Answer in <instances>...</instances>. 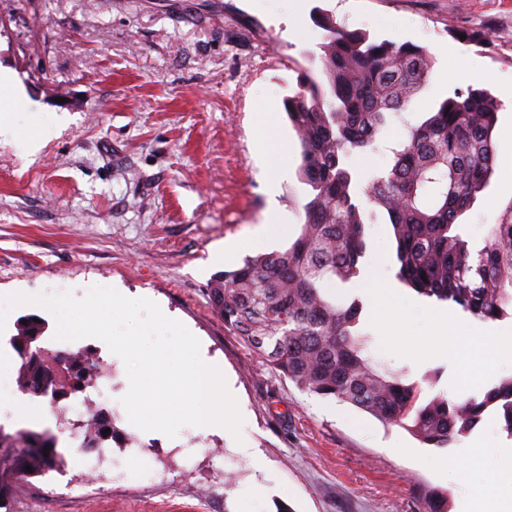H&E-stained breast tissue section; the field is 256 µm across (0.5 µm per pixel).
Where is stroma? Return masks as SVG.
Here are the masks:
<instances>
[{
	"instance_id": "stroma-1",
	"label": "stroma",
	"mask_w": 512,
	"mask_h": 512,
	"mask_svg": "<svg viewBox=\"0 0 512 512\" xmlns=\"http://www.w3.org/2000/svg\"><path fill=\"white\" fill-rule=\"evenodd\" d=\"M371 38L427 47L434 66L412 111L392 118L384 147L356 156L361 173L383 169L405 123L425 118L456 86L474 83L502 103L498 163L465 220L474 241L512 207V0H0V107L13 133L0 137V295L94 285L155 301L219 364L243 417L228 430L184 429L178 439L114 414L140 444L141 463L107 492H54V472L18 482L14 512H425V493L448 491L452 507L480 491L484 470L459 475L438 459L483 461L512 441L494 413L448 448L422 445L347 403L299 390L263 354L224 326L207 285L248 256L283 251L298 237L309 189L283 102L323 31L317 10ZM488 32L483 49L455 37ZM57 128L34 153L22 140L44 119ZM279 180L275 236L253 245L268 208L264 165ZM356 285L334 294L364 303L370 352L409 368L413 381L439 371L437 390L483 398L512 375L439 353L434 311L458 323L460 308L400 284L387 225L367 226ZM223 262H216L217 249ZM400 315L382 323L378 298ZM235 485L223 487L225 474Z\"/></svg>"
}]
</instances>
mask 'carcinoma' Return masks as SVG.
I'll return each mask as SVG.
<instances>
[{
    "label": "carcinoma",
    "mask_w": 512,
    "mask_h": 512,
    "mask_svg": "<svg viewBox=\"0 0 512 512\" xmlns=\"http://www.w3.org/2000/svg\"><path fill=\"white\" fill-rule=\"evenodd\" d=\"M317 23L326 31L320 69L303 70L298 90L285 100L301 148L300 179L310 188L301 232L284 252L247 257L214 275L210 302L226 328L304 392L351 404L434 448L458 442L490 409L512 436V376L480 402L441 391L424 398L437 378L409 383L405 370L374 362L360 329L361 300L325 293L332 281L360 276L365 226L381 219L391 228L401 283L482 321L512 318V211L488 225L479 245L460 221L497 163L501 103L484 89L454 88L430 117L406 126L384 170L363 176L353 155L375 149L390 116L411 108L434 59L423 46L374 40L324 12ZM43 332L44 323L30 317L11 338L21 390L36 398L52 372L32 347ZM53 357L76 370L82 386L74 395L102 377L96 356L57 351ZM107 429L116 440L112 417L98 408L90 427L79 429L83 447H100ZM56 441L49 431L8 432L0 424V512H12L19 455L32 468L27 476H38L57 464ZM427 503L429 512H450L445 492H431Z\"/></svg>",
    "instance_id": "cac0c4a2"
}]
</instances>
